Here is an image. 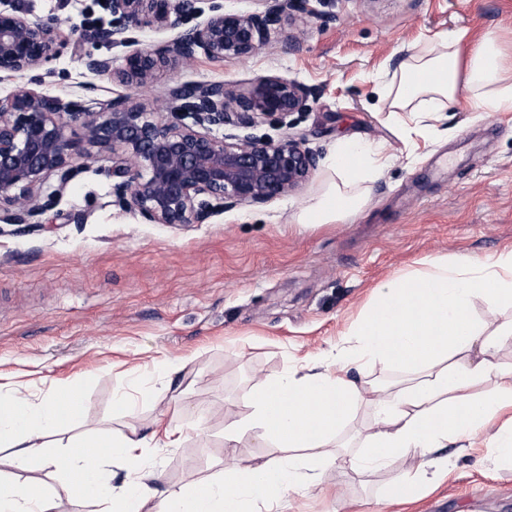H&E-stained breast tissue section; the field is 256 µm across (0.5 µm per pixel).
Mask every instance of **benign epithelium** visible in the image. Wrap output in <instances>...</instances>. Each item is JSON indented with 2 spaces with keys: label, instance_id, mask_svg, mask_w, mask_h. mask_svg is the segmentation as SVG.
<instances>
[{
  "label": "benign epithelium",
  "instance_id": "1",
  "mask_svg": "<svg viewBox=\"0 0 512 512\" xmlns=\"http://www.w3.org/2000/svg\"><path fill=\"white\" fill-rule=\"evenodd\" d=\"M201 0H104L107 26L82 33L75 50L85 68L126 86L146 87L165 66L191 64L204 53L218 62L241 61L269 44L271 31L309 0H259L262 9L241 14L210 7L202 22ZM175 35L158 46L139 44L136 30ZM54 28L33 21L22 8L0 10V79L35 72L53 55ZM94 41L125 46L119 67L83 51ZM316 89L277 75L256 80L245 93L222 82L178 84L166 89L164 108L149 112L118 97L92 112L76 101L26 85L0 96V224L16 234L47 232L57 223L81 224L79 214L56 210L61 191L90 149L112 152V196L151 224H203L241 205L264 204L300 188L316 166L302 134L279 140L253 130L269 122L291 128ZM82 136L73 139L67 128ZM230 127L234 133L218 136ZM56 179L57 188L41 195Z\"/></svg>",
  "mask_w": 512,
  "mask_h": 512
}]
</instances>
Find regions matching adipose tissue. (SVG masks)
Listing matches in <instances>:
<instances>
[{"instance_id": "obj_1", "label": "adipose tissue", "mask_w": 512, "mask_h": 512, "mask_svg": "<svg viewBox=\"0 0 512 512\" xmlns=\"http://www.w3.org/2000/svg\"><path fill=\"white\" fill-rule=\"evenodd\" d=\"M463 85L484 88L482 102L492 111L512 112V53L493 33L466 49L460 37L441 36L411 55L382 93L396 113L422 122L448 106L471 105L473 96L459 93ZM334 163L344 176L366 177L383 168L385 159L370 147L343 143ZM363 205L361 193L337 185L307 204L300 221L337 223ZM478 297L493 307L512 303V250L479 264L439 260L415 276L383 282L354 329L351 362L369 370L399 365L410 374L379 398L376 427L349 459L360 473L408 453L424 457L418 479L403 480L396 495L410 494L420 481L438 483L448 465L431 459V452L475 442L488 421L512 408V370L497 362L500 347L512 342V321L485 333L470 313ZM487 381L493 389L473 396L472 387ZM374 388V382L359 385L327 371L286 372L248 391L247 418L224 424L227 447L248 436L274 443L285 456L224 468L164 491L153 485V450L178 446L181 429L168 427L159 436L118 431L55 447L50 439L61 425L64 396L51 389L33 400L21 388L0 389V445H8L6 462L17 471L13 477L0 473V512H57L51 492L24 476L35 465L52 469L67 488H80L91 512H278L285 491L310 485L335 465L339 430Z\"/></svg>"}]
</instances>
